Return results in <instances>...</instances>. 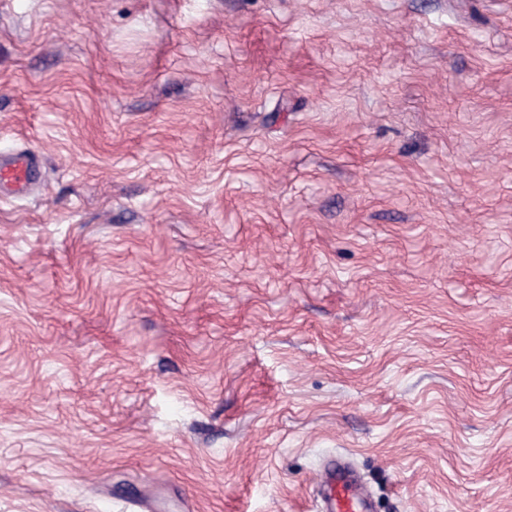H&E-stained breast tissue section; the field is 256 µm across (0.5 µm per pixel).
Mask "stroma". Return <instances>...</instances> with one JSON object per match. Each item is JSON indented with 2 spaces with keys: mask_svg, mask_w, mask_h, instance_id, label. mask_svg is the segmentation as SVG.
<instances>
[{
  "mask_svg": "<svg viewBox=\"0 0 512 512\" xmlns=\"http://www.w3.org/2000/svg\"><path fill=\"white\" fill-rule=\"evenodd\" d=\"M0 512H512V0H0ZM36 175V157L28 151L7 154L0 159V194L2 188L21 195L26 193ZM322 512H372L370 499L347 466L333 463L316 475Z\"/></svg>",
  "mask_w": 512,
  "mask_h": 512,
  "instance_id": "obj_1",
  "label": "stroma"
}]
</instances>
